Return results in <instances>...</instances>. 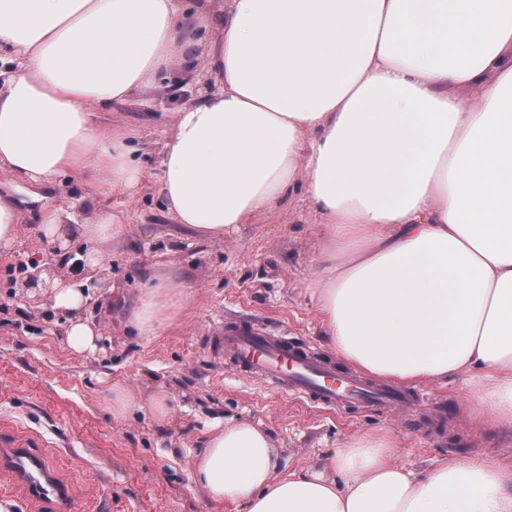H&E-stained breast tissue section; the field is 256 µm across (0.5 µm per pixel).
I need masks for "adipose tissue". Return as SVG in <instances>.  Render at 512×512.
I'll use <instances>...</instances> for the list:
<instances>
[{
    "label": "adipose tissue",
    "mask_w": 512,
    "mask_h": 512,
    "mask_svg": "<svg viewBox=\"0 0 512 512\" xmlns=\"http://www.w3.org/2000/svg\"><path fill=\"white\" fill-rule=\"evenodd\" d=\"M214 27L207 74L158 171L139 129L95 115L159 82ZM71 176L109 199L157 187L209 238L304 185L325 247L323 334L402 385L471 377L472 411L512 429V0H0V172ZM191 292L147 284L128 323L155 335ZM389 434L277 476L248 422L215 425L190 478L244 512H512V462L453 456L423 473Z\"/></svg>",
    "instance_id": "adipose-tissue-1"
}]
</instances>
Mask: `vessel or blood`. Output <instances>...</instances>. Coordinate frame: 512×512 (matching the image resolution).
I'll return each instance as SVG.
<instances>
[{
	"label": "vessel or blood",
	"instance_id": "1",
	"mask_svg": "<svg viewBox=\"0 0 512 512\" xmlns=\"http://www.w3.org/2000/svg\"><path fill=\"white\" fill-rule=\"evenodd\" d=\"M224 349L247 370L271 380L280 392L329 409L345 405L386 409L409 401L404 392L392 386H373L354 377L337 383L326 367L250 320L225 326ZM0 476L25 500L40 505L43 512H76L69 486L57 478L47 456L32 452L26 436L0 431Z\"/></svg>",
	"mask_w": 512,
	"mask_h": 512
}]
</instances>
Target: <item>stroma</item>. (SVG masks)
Masks as SVG:
<instances>
[{
    "label": "stroma",
    "mask_w": 512,
    "mask_h": 512,
    "mask_svg": "<svg viewBox=\"0 0 512 512\" xmlns=\"http://www.w3.org/2000/svg\"><path fill=\"white\" fill-rule=\"evenodd\" d=\"M200 36L191 63L177 62L168 83L98 116L107 129L141 130L145 169L156 167L172 132L182 107L176 94L194 91L206 70L216 34ZM0 196L12 197L27 215L14 246L0 252V424L39 439L58 476L71 482L78 512H236L232 504L211 503L189 478L192 453L223 420L266 429L282 475L323 470L327 456L349 438L385 432L395 443V462L415 470L456 455L512 456V433L472 418L468 376L427 384L424 408L332 411L276 391L225 355V323L247 317L338 375L353 371L322 336L311 274L324 241L304 186L218 240L175 224L157 189L133 190L124 235L102 245L94 266L78 232L63 243L50 241L34 217L63 205L78 222H91L111 211V201L87 198L72 177L33 185L2 173ZM37 269L52 275L45 286L27 287ZM167 276L191 290L195 303L156 336H137L127 317L145 282ZM66 286L85 294L81 314L98 334L94 351L78 352L67 342L70 313L55 305ZM116 387L134 398L120 416L112 412ZM161 391L168 397L164 417L147 407Z\"/></svg>",
    "instance_id": "35a3bbf8"
}]
</instances>
